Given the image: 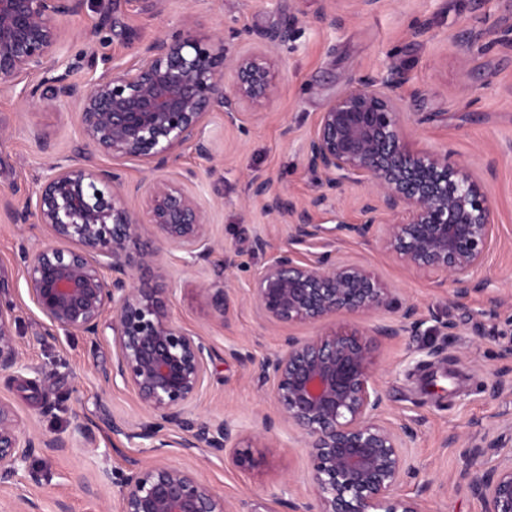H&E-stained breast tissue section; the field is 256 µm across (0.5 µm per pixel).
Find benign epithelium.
<instances>
[{"label":"benign epithelium","instance_id":"7a95c632","mask_svg":"<svg viewBox=\"0 0 512 512\" xmlns=\"http://www.w3.org/2000/svg\"><path fill=\"white\" fill-rule=\"evenodd\" d=\"M85 0H0V86L36 72L50 71L62 30L58 17L73 15ZM492 43L512 49V17L503 21ZM276 52L254 46L237 55L224 39L192 30L160 36L139 47L138 62L108 69L85 85L64 73L29 92L78 109L83 144L74 163L61 167L41 186L36 202L17 208L0 201L15 221L34 219L50 227L57 246L23 259L30 297L45 319V335L58 331L98 342L101 322L112 313L109 379L131 388L146 420L112 419V434L142 436L155 448H168L169 434L188 450L228 453L240 468L255 461L239 447L241 434L229 419L192 414L199 400L213 349L198 333L172 318L155 266L158 255L178 248L192 260L215 251L209 215L187 183L155 178L127 186L120 172L96 163L99 156L139 160L154 171L166 169L191 148L210 157L206 117L242 108H267L278 94ZM403 76L392 72L362 82L330 101L320 113L305 149V166L323 176L322 192L301 209H289L271 192L270 181L255 177L253 197L289 219L290 241L303 244L324 236L365 235L382 225L380 248L407 267L441 273L464 302L472 275L481 267L494 232L485 186L470 167L448 161V154L413 146L397 90ZM370 185L360 198L363 220L340 221L327 229L311 211L350 184ZM145 190L146 211L129 207L131 192ZM216 317L224 318L228 292L210 295ZM252 300L271 325H323L308 338H284L281 351L258 363L252 373L272 387L278 418L261 417L260 432L272 433L283 421L302 436L314 501L258 498L246 512H420L418 502L397 495L416 477L406 464V424L379 419L383 403L377 362L370 345L377 338L415 330L418 308L402 305L392 289L366 266L325 251L304 261L290 247L254 274ZM399 313L400 329L372 325L360 332L341 322L358 313ZM15 307L0 296V373L20 367L13 325ZM512 352L496 372L493 393L512 387ZM509 436L483 445L470 438L465 455L473 463L512 441ZM66 448L58 437L25 431L14 409L0 401V483L30 470L39 454ZM118 488L121 512H236L198 472L160 459L129 458L125 468L104 471L100 486ZM467 489L483 512H512V454L490 473H468Z\"/></svg>","mask_w":512,"mask_h":512}]
</instances>
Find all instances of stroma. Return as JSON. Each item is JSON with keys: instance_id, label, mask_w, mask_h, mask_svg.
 <instances>
[{"instance_id": "obj_1", "label": "stroma", "mask_w": 512, "mask_h": 512, "mask_svg": "<svg viewBox=\"0 0 512 512\" xmlns=\"http://www.w3.org/2000/svg\"><path fill=\"white\" fill-rule=\"evenodd\" d=\"M329 11L337 23L323 21ZM511 16L512 0H163L153 11L141 0H87L79 14L66 17L55 69L83 85L104 74L106 65L135 63L142 43L187 29L223 37L231 54L264 43L280 58V93L272 104L258 115L243 110L231 121L210 114V158L187 149L175 163L200 171L197 192L210 212L216 252L238 255L240 267L220 275L214 261L187 265L185 252L176 248L159 258L175 321L207 338L216 354L196 411L234 421L256 465L243 469L227 455L177 447L156 452L150 439L113 435L112 418L137 423L145 411L130 388L107 379L115 352L111 336L95 347L83 336L42 339L43 317L30 301L21 253L54 239L46 226L12 223L0 210V292L15 304L23 364L16 376L0 375V400L30 430L70 441L65 451L38 456L18 480L0 483V512L21 495L40 501L42 512H55L58 500L70 512H120L117 489L88 497L79 482L122 467L125 458L158 455L194 467L238 507L259 496L312 499L301 434L283 426L265 437L256 425L257 415L273 412L274 404L270 386L251 380L250 361L273 355L282 336H311L318 328H273L255 313L252 277L290 241L287 221L251 197L250 182L270 179L286 205L302 207L320 191L319 174L304 165L320 112L353 82L392 71L404 77L403 110L417 146L450 153L483 177L494 218L490 249L460 307L451 301L449 281L407 268L383 252L374 235H349L335 248L374 270L402 302L416 305L422 320L416 330L372 345L384 397L381 415L413 430L407 446L419 479L404 484L400 495L418 498L423 512H481L466 487L460 442L473 434L495 439L502 419L512 418V390L491 392L501 355L512 349V50L470 38ZM42 79L37 72L0 90V197L18 205L35 197L81 145L74 103L28 97ZM367 190V184H355L330 197L313 211V221L328 227L341 218L358 223L357 200ZM258 237L268 240L266 251H253ZM221 286L230 303L219 318L209 291ZM494 298L502 306L493 317L488 310ZM447 320L457 326L454 335L440 329ZM79 420L91 424L92 439L73 436ZM421 481L428 485L422 494Z\"/></svg>"}]
</instances>
